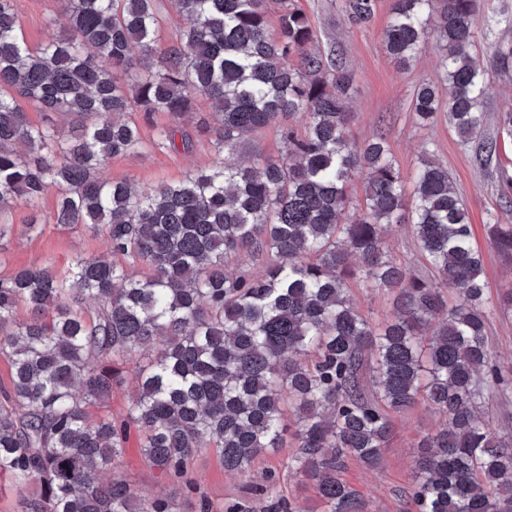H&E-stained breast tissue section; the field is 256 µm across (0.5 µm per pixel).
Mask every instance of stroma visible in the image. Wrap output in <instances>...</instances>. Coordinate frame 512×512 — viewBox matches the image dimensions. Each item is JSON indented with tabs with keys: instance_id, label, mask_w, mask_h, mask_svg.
Wrapping results in <instances>:
<instances>
[{
	"instance_id": "stroma-1",
	"label": "stroma",
	"mask_w": 512,
	"mask_h": 512,
	"mask_svg": "<svg viewBox=\"0 0 512 512\" xmlns=\"http://www.w3.org/2000/svg\"><path fill=\"white\" fill-rule=\"evenodd\" d=\"M309 17L319 37V50L351 69L356 91L348 102L354 114L351 126L356 140L384 135L396 166L405 181L406 190H413V174L423 150H430L437 162L448 171L456 193L469 213L474 241L481 249L489 293L512 280L508 268L488 244L485 224L490 214L502 220L512 219L503 210L505 201H512V129L500 126L497 116L512 105V79L495 69L487 71L489 92L484 103V132L497 139L499 159L496 165H480L473 150L465 146L448 122L447 113H438L433 124H417L412 110L414 90L420 83L435 85L446 92L448 84L433 44H426L417 57L406 66L399 65L386 52L382 32L391 16L392 0H376L375 14L365 25L352 24L343 8L344 0H296ZM23 21V34L29 45L41 44L49 34L48 20L58 13V0H16ZM512 30V0H481L478 24L479 57L488 63L492 47L506 30ZM209 101L196 97L192 112L176 118L164 112L140 117L141 134L147 145L145 152L112 158L103 175L111 180H131L142 187L162 182H177L192 172L208 167L214 158L212 143L219 130L211 120ZM176 125L192 137L189 150L153 149L151 143L159 128ZM57 200L56 190H49L40 203L47 222L36 232H29V208L21 203L0 213V220L12 224L14 236L0 248V273L9 274L32 263L51 259L57 271H66L78 255L97 257L104 247L99 236L84 225L49 223ZM384 245L396 260L406 262L419 277L432 271L422 257L411 230L404 224L389 225L383 235ZM444 419L426 405L396 417L394 434L385 450L384 465L370 471L357 460H349L344 479L362 498L364 512H413L401 491L413 475L416 445L427 433L435 432ZM290 454L282 448L257 460L248 473L226 472L220 457L210 449L198 453L189 465V473L197 483V493L185 497L179 493V482L166 478L146 466L140 455L137 438H130L122 463V472L136 492L149 495L169 493L176 499L179 512H199L200 501H209L213 512H222L225 502L240 501L257 504V486L262 471L279 467Z\"/></svg>"
}]
</instances>
